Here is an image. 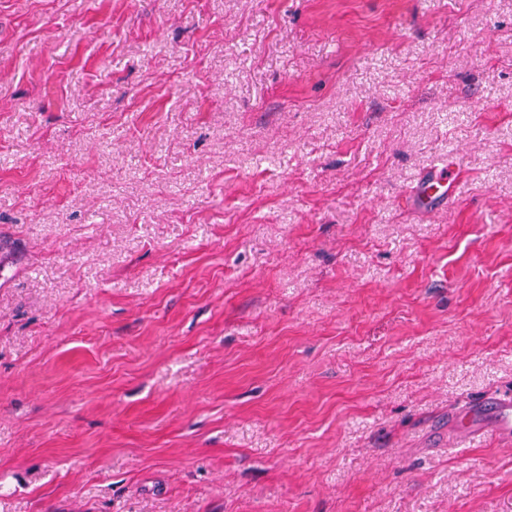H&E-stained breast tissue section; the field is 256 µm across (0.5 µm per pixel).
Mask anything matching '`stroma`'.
<instances>
[{
  "instance_id": "35a3bbf8",
  "label": "stroma",
  "mask_w": 512,
  "mask_h": 512,
  "mask_svg": "<svg viewBox=\"0 0 512 512\" xmlns=\"http://www.w3.org/2000/svg\"><path fill=\"white\" fill-rule=\"evenodd\" d=\"M0 266V512H512V0H0ZM456 175L447 164L433 165L410 191L412 203L426 210L444 205L455 191ZM460 438H466L477 430L483 421L490 424L492 431L499 435L512 436V400L486 397L476 404L464 407L448 416Z\"/></svg>"
}]
</instances>
